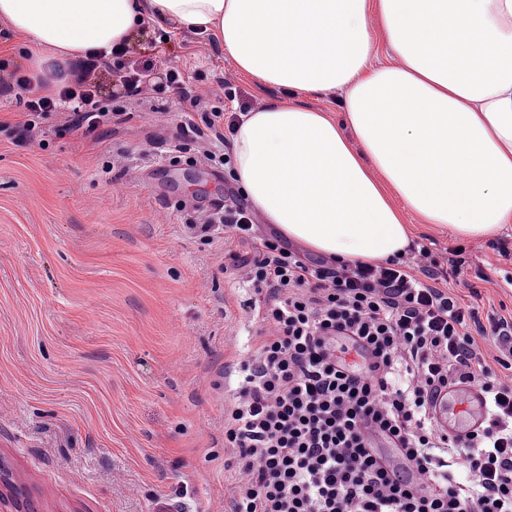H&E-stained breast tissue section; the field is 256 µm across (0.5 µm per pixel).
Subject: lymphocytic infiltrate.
<instances>
[{
	"mask_svg": "<svg viewBox=\"0 0 512 512\" xmlns=\"http://www.w3.org/2000/svg\"><path fill=\"white\" fill-rule=\"evenodd\" d=\"M135 52L126 41L56 67L61 86L47 95L30 96L29 78L9 73L6 88L27 95L18 140L38 136L54 114L61 132L86 136L120 119L122 107L99 95L109 75L127 97L172 91L189 103L170 162L215 160L211 133L234 130L239 115L214 107L192 119L202 98L189 95L180 70L153 83L152 63ZM187 223L206 242L223 239L236 280L259 298L260 342L240 363L224 418V451L238 471L232 512H512V321L480 320L442 288L463 274L459 254L421 245L382 265L313 261L262 234L243 204ZM237 240L251 243L253 257L233 251ZM353 347L372 358L367 376L345 360ZM456 383L479 386L489 407L486 424L462 437L436 415ZM367 421L404 448L418 485L393 479L370 455Z\"/></svg>",
	"mask_w": 512,
	"mask_h": 512,
	"instance_id": "lymphocytic-infiltrate-1",
	"label": "lymphocytic infiltrate"
}]
</instances>
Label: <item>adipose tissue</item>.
I'll use <instances>...</instances> for the list:
<instances>
[{"instance_id": "obj_1", "label": "adipose tissue", "mask_w": 512, "mask_h": 512, "mask_svg": "<svg viewBox=\"0 0 512 512\" xmlns=\"http://www.w3.org/2000/svg\"><path fill=\"white\" fill-rule=\"evenodd\" d=\"M155 18L212 35L259 86L342 93L344 122L272 104L232 138L242 188L288 240L381 263L420 224L512 228V0H0V22L65 61Z\"/></svg>"}]
</instances>
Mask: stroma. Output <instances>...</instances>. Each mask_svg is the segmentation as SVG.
<instances>
[{
  "mask_svg": "<svg viewBox=\"0 0 512 512\" xmlns=\"http://www.w3.org/2000/svg\"><path fill=\"white\" fill-rule=\"evenodd\" d=\"M146 27L138 57L156 82L176 67L195 92L225 81L227 112L297 101L344 118L338 92L260 87L209 34ZM23 110L0 90V462L34 512H157L172 499L231 512L224 413L258 342L256 296L225 273L223 241L204 243L185 218L193 199H242L234 165L165 167L177 129L146 103L88 137L49 128L20 144ZM416 240L442 257L461 248L449 288L480 314H512V230Z\"/></svg>",
  "mask_w": 512,
  "mask_h": 512,
  "instance_id": "35a3bbf8",
  "label": "stroma"
}]
</instances>
